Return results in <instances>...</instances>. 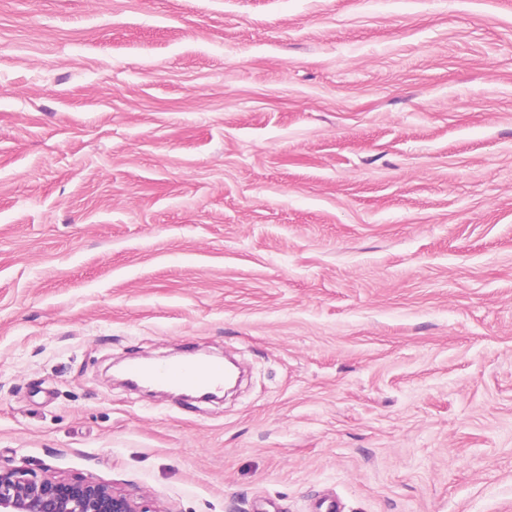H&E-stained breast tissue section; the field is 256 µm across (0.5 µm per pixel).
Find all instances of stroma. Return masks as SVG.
Masks as SVG:
<instances>
[{"instance_id":"35a3bbf8","label":"stroma","mask_w":512,"mask_h":512,"mask_svg":"<svg viewBox=\"0 0 512 512\" xmlns=\"http://www.w3.org/2000/svg\"><path fill=\"white\" fill-rule=\"evenodd\" d=\"M0 461L512 512V0H0ZM126 376L135 383H158L171 386L181 393H206L224 386V362L209 360L198 365L131 364L126 368Z\"/></svg>"}]
</instances>
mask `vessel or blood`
Returning a JSON list of instances; mask_svg holds the SVG:
<instances>
[{"label": "vessel or blood", "instance_id": "1", "mask_svg": "<svg viewBox=\"0 0 512 512\" xmlns=\"http://www.w3.org/2000/svg\"><path fill=\"white\" fill-rule=\"evenodd\" d=\"M126 375L135 383H158L181 393H206L223 387L224 363L210 360L198 365L132 364L127 366Z\"/></svg>", "mask_w": 512, "mask_h": 512}]
</instances>
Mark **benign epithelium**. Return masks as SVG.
Instances as JSON below:
<instances>
[{"instance_id":"benign-epithelium-1","label":"benign epithelium","mask_w":512,"mask_h":512,"mask_svg":"<svg viewBox=\"0 0 512 512\" xmlns=\"http://www.w3.org/2000/svg\"><path fill=\"white\" fill-rule=\"evenodd\" d=\"M0 512H156L141 498L93 479L39 475L0 464Z\"/></svg>"}]
</instances>
